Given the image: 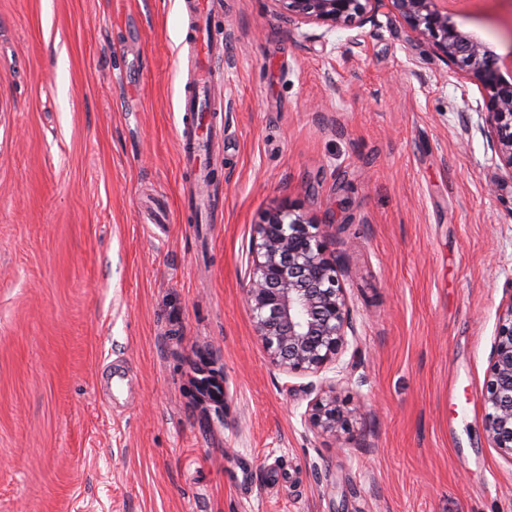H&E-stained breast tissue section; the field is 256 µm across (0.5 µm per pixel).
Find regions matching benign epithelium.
Returning a JSON list of instances; mask_svg holds the SVG:
<instances>
[{"mask_svg":"<svg viewBox=\"0 0 512 512\" xmlns=\"http://www.w3.org/2000/svg\"><path fill=\"white\" fill-rule=\"evenodd\" d=\"M272 2L288 21L321 24L331 32L366 25L383 0ZM388 2L417 39L482 86L486 111L479 129L505 171L489 185L497 193L503 183L512 184V83L502 79L488 48L451 22L442 0ZM344 276L320 225L296 210L268 211L254 225L246 299L256 336L283 372L317 374L339 362L348 334L355 333ZM482 399L488 435L512 462V298L498 316ZM360 412L329 386L310 401L303 418L315 435L335 444L353 435L352 417Z\"/></svg>","mask_w":512,"mask_h":512,"instance_id":"7a95c632","label":"benign epithelium"}]
</instances>
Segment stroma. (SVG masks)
Instances as JSON below:
<instances>
[{
    "instance_id": "35a3bbf8",
    "label": "stroma",
    "mask_w": 512,
    "mask_h": 512,
    "mask_svg": "<svg viewBox=\"0 0 512 512\" xmlns=\"http://www.w3.org/2000/svg\"><path fill=\"white\" fill-rule=\"evenodd\" d=\"M485 2L451 20L512 82V0ZM207 33L211 224L183 201L184 0H0V512H512L482 402L512 192L487 190L482 86L386 2L329 33L217 0ZM280 207L321 224L356 318L317 375L271 364L245 300ZM202 354L219 414L187 394ZM330 384L364 408L339 448L302 419Z\"/></svg>"
}]
</instances>
